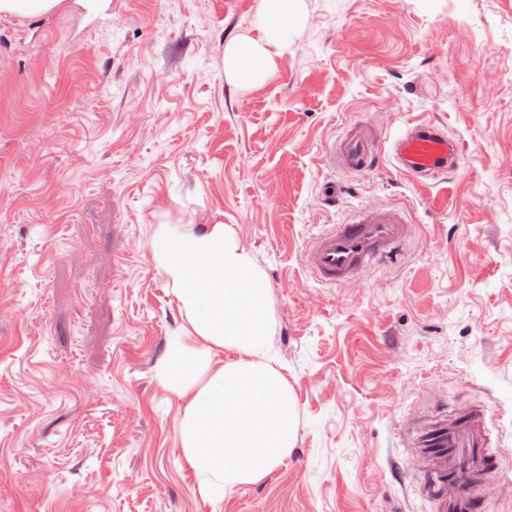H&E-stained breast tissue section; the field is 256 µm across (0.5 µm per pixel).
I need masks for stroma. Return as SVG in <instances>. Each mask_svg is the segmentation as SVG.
Wrapping results in <instances>:
<instances>
[{
  "mask_svg": "<svg viewBox=\"0 0 512 512\" xmlns=\"http://www.w3.org/2000/svg\"><path fill=\"white\" fill-rule=\"evenodd\" d=\"M57 0L0 12V512H431L402 431L427 404L493 411L512 512V0ZM287 25L247 83L229 44ZM432 121L461 148L416 182L330 159ZM346 192L336 206L324 186ZM359 205L415 235L352 283L302 254ZM223 225L269 294L267 360L296 400L283 463L209 497L166 384L197 337L160 230ZM371 135L364 127H354L340 140L337 150L336 142L331 151L333 162L337 161L343 167L357 172L373 168L384 155Z\"/></svg>",
  "mask_w": 512,
  "mask_h": 512,
  "instance_id": "35a3bbf8",
  "label": "stroma"
}]
</instances>
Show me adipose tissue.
Here are the masks:
<instances>
[{"label": "adipose tissue", "instance_id": "adipose-tissue-1", "mask_svg": "<svg viewBox=\"0 0 512 512\" xmlns=\"http://www.w3.org/2000/svg\"><path fill=\"white\" fill-rule=\"evenodd\" d=\"M154 255L198 336L232 354L198 389L181 370L165 372L188 400L179 426L183 458L207 494L258 482L288 456L296 435L294 396L265 361V280L220 224L204 234L162 231Z\"/></svg>", "mask_w": 512, "mask_h": 512}]
</instances>
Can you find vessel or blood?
Masks as SVG:
<instances>
[{"instance_id":"1","label":"vessel or blood","mask_w":512,"mask_h":512,"mask_svg":"<svg viewBox=\"0 0 512 512\" xmlns=\"http://www.w3.org/2000/svg\"><path fill=\"white\" fill-rule=\"evenodd\" d=\"M382 154L368 130L359 126L343 136L331 157L362 172L373 168ZM386 154L395 169L424 181L455 167L460 150L440 126L424 121L408 126ZM411 236L412 226L401 211L364 207L350 221L320 233L303 263L318 282L342 285L377 263L396 258ZM408 445L416 450L419 488L434 512H477V488L502 465L485 403L422 410L409 428Z\"/></svg>"}]
</instances>
